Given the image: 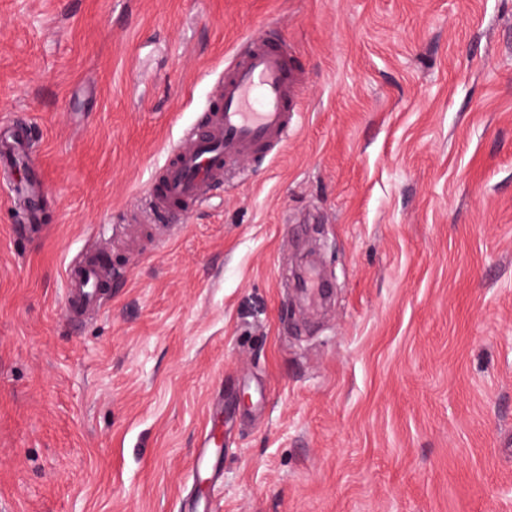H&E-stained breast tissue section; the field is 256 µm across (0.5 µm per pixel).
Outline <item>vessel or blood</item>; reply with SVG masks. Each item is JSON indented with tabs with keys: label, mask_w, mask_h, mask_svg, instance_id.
I'll return each mask as SVG.
<instances>
[{
	"label": "vessel or blood",
	"mask_w": 512,
	"mask_h": 512,
	"mask_svg": "<svg viewBox=\"0 0 512 512\" xmlns=\"http://www.w3.org/2000/svg\"><path fill=\"white\" fill-rule=\"evenodd\" d=\"M301 80L279 41L266 33L252 39L224 72L207 109L206 134L184 136L149 188L142 201L143 222L190 214L209 198L215 185L232 176L234 163L286 143L300 108ZM30 140L31 129L25 124L10 125L0 134V178H7L16 167H27L26 183L10 185L9 191L13 202L29 204L34 215L39 209L40 179L29 165ZM106 268V260L96 254L68 263L64 280L70 319L103 306Z\"/></svg>",
	"instance_id": "obj_1"
}]
</instances>
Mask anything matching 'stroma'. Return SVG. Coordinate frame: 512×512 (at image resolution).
I'll return each instance as SVG.
<instances>
[{"label":"stroma","mask_w":512,"mask_h":512,"mask_svg":"<svg viewBox=\"0 0 512 512\" xmlns=\"http://www.w3.org/2000/svg\"><path fill=\"white\" fill-rule=\"evenodd\" d=\"M268 23L304 76L287 143L136 224ZM16 121L45 183L28 231L0 196V512H512V0H0ZM90 247L112 285L76 326ZM106 260L96 254L85 255L72 260L65 269V293L67 314L70 320H76L85 313L98 310L104 305L106 292L103 288V276L106 272Z\"/></svg>","instance_id":"stroma-1"}]
</instances>
